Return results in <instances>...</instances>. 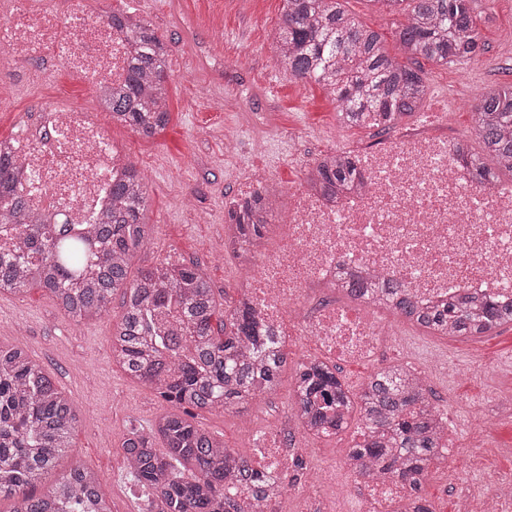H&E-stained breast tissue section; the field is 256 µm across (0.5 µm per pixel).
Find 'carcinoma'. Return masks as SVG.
Wrapping results in <instances>:
<instances>
[{
    "instance_id": "carcinoma-1",
    "label": "carcinoma",
    "mask_w": 512,
    "mask_h": 512,
    "mask_svg": "<svg viewBox=\"0 0 512 512\" xmlns=\"http://www.w3.org/2000/svg\"><path fill=\"white\" fill-rule=\"evenodd\" d=\"M472 2L409 0L407 22L396 31L408 59L447 66L475 59L483 45ZM110 20L127 28L131 54L124 83L99 94L100 106L112 121L152 137L169 122L171 47L132 12H114ZM274 42L277 63L293 79L329 89L349 126H369L368 117L377 115L387 130L423 108L421 70L390 57L383 36L356 21L342 0H282ZM474 115L482 153L465 145L460 158L482 182L512 175V83L486 92ZM355 176L354 162L336 153L309 171L310 182L331 194ZM19 181V163L0 154V193L14 196L0 213V226L14 231L13 251L0 253V293L44 289L79 321L107 313L114 294H121L112 359L176 407L149 430L132 429L122 443L129 474L152 497L155 512H240L224 485L241 481L262 498L277 492L265 472L191 421L197 410L237 412L275 392L284 363L269 327L242 301L221 310L210 279L193 264L163 258L130 277L149 236L147 186L135 167L112 186L99 223L73 235L25 213ZM271 211L272 202L257 196L235 213L227 246L241 264L259 253ZM382 293L392 310L440 336L479 337L512 325V304L452 299L424 312L397 283ZM292 408L316 437L335 435L358 417L363 440L349 458L373 478L387 475L418 490L446 452L443 418L420 378L399 365L374 372L354 393L335 367L305 362L296 372ZM79 420L77 406L39 363L20 347H0V497L19 496L13 512H112L90 471L75 465L54 475ZM40 486L47 490L38 494Z\"/></svg>"
}]
</instances>
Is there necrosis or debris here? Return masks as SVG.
<instances>
[{"mask_svg":"<svg viewBox=\"0 0 512 512\" xmlns=\"http://www.w3.org/2000/svg\"><path fill=\"white\" fill-rule=\"evenodd\" d=\"M0 47L13 68L53 55L85 85L123 81L129 59L125 31L70 0L59 12L54 0H10L0 13ZM458 142L427 130L417 112L390 134L352 156L361 178L337 197L309 191L299 182L281 188L255 170L244 195L274 200L281 233L236 276L246 301L281 340L287 365L300 360L296 337L309 339L338 363L374 360L395 326L379 306L380 281L404 285L419 309L468 295L512 303V182L483 183L460 159ZM21 162L22 195L29 213L78 229L98 223L113 184L129 174L130 159L96 113L58 98L34 128L19 129L0 148ZM361 288L349 296L351 287ZM287 430L254 437L256 458L275 476H288L291 494L325 507L324 489L337 473L364 495L368 512H391L407 488L359 478L350 460L315 465L289 476L305 431L293 412ZM288 494V495H291ZM267 501L262 512H275Z\"/></svg>","mask_w":512,"mask_h":512,"instance_id":"obj_1","label":"necrosis or debris"}]
</instances>
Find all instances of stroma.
Masks as SVG:
<instances>
[{"mask_svg":"<svg viewBox=\"0 0 512 512\" xmlns=\"http://www.w3.org/2000/svg\"><path fill=\"white\" fill-rule=\"evenodd\" d=\"M343 5L383 35L391 57L405 62L394 37L405 13L380 11L373 0H343ZM84 6L103 17L132 9L172 49L170 120L163 130L144 138L113 123L109 113L100 115L147 185L149 243L134 258L131 274L167 257L196 265L210 278L218 301L235 302L238 262L224 248V202L241 192L247 166L267 159L289 185L322 154L355 141H377L381 130L345 126L328 90L295 80L277 65L273 39L281 0H84ZM474 9L485 45L482 58L454 66L420 61L426 111H441L460 96L479 99L489 88L512 82V0H475ZM62 91L73 106L98 110L96 94L53 59L0 72V98L6 102L0 108V139L36 124L37 104H52ZM228 132L239 141L234 157L224 153ZM187 191L194 195L188 211L180 203ZM121 312L118 295L108 313L78 321L42 289L22 297L0 294V346L22 347L81 413L58 471L79 465L96 473L112 512H150V500L125 468L122 442L130 428L149 427L172 406L113 362L112 325ZM402 327L413 333V341L385 346L378 360L415 367L426 349L447 356V369L428 371L424 384L432 402L455 414L448 445L475 444L460 485L449 482L446 466L433 464L421 493L434 512H464L468 497L485 491L486 473H512V326L480 338L433 336L407 321ZM294 378L292 371H282L270 400L250 402L237 413L200 411L195 420L226 446L246 449L253 435L278 426L292 403ZM468 405L482 410L479 425L468 421Z\"/></svg>","mask_w":512,"mask_h":512,"instance_id":"obj_1","label":"stroma"}]
</instances>
